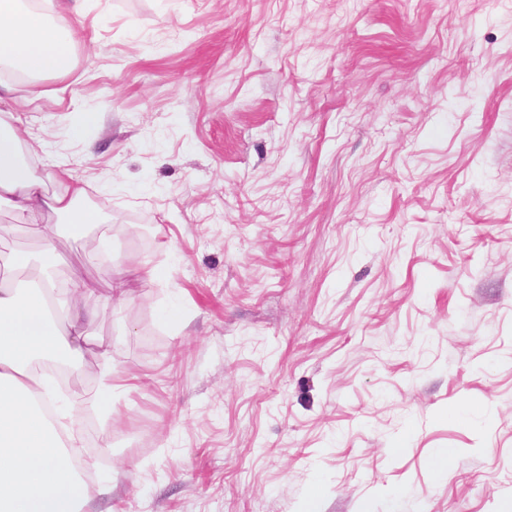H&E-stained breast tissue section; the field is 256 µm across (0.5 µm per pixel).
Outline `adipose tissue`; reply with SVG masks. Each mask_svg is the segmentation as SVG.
Wrapping results in <instances>:
<instances>
[{
  "mask_svg": "<svg viewBox=\"0 0 512 512\" xmlns=\"http://www.w3.org/2000/svg\"><path fill=\"white\" fill-rule=\"evenodd\" d=\"M85 0H57L56 16L0 0V63L28 77L62 75L72 65V30ZM22 140L0 113V205L18 218L48 212L72 231L103 221L101 212L79 206L85 194L69 170H59L57 191L46 193L43 181L18 153ZM70 300L49 306L39 287L0 286V512H83L95 494H111L110 483L90 481L94 466L78 462L80 440L71 434L65 412L46 417L42 404H55V387L34 365L68 356L79 361L86 330L95 310L91 287L69 280Z\"/></svg>",
  "mask_w": 512,
  "mask_h": 512,
  "instance_id": "obj_1",
  "label": "adipose tissue"
}]
</instances>
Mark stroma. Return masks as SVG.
Here are the masks:
<instances>
[{"label":"stroma","instance_id":"1","mask_svg":"<svg viewBox=\"0 0 512 512\" xmlns=\"http://www.w3.org/2000/svg\"><path fill=\"white\" fill-rule=\"evenodd\" d=\"M85 11L13 115L109 221L0 210L5 253L56 226L85 372L130 383L57 394L113 485L85 512H512V0ZM101 356L103 362L102 377L107 379V382L97 388H94L91 392H85L82 395H75V397L82 402L93 405L95 409L106 411L111 416L112 398L122 386L115 383L117 380L116 371L107 366L108 357L106 353L101 352Z\"/></svg>","mask_w":512,"mask_h":512}]
</instances>
